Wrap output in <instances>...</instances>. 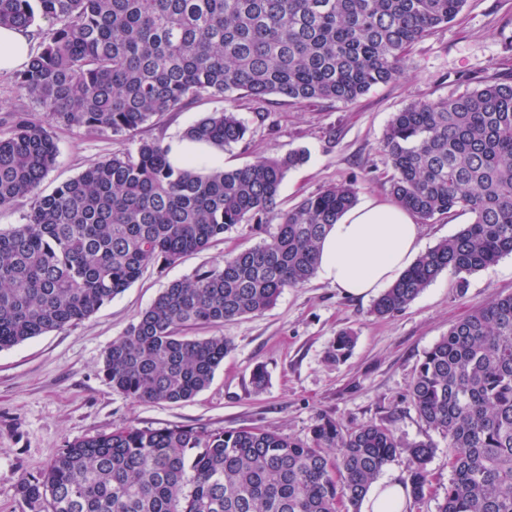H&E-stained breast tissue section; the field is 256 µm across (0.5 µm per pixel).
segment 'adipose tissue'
<instances>
[{
    "mask_svg": "<svg viewBox=\"0 0 512 512\" xmlns=\"http://www.w3.org/2000/svg\"><path fill=\"white\" fill-rule=\"evenodd\" d=\"M31 60L28 31L0 27V73ZM423 248L417 217L391 199L367 198L344 212L321 243L318 273L344 295L367 298L390 288ZM408 484L391 476L374 482L360 512H407Z\"/></svg>",
    "mask_w": 512,
    "mask_h": 512,
    "instance_id": "obj_1",
    "label": "adipose tissue"
}]
</instances>
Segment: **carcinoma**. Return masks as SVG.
Listing matches in <instances>:
<instances>
[{
    "label": "carcinoma",
    "instance_id": "cac0c4a2",
    "mask_svg": "<svg viewBox=\"0 0 512 512\" xmlns=\"http://www.w3.org/2000/svg\"><path fill=\"white\" fill-rule=\"evenodd\" d=\"M466 0H0V26L48 22L15 89L41 112L9 114L0 131V207L28 199L27 221L0 231V350L74 325L150 266L199 252L237 224H266L286 173L306 151L234 169L176 167L159 138L94 161L49 194L54 129L136 132L201 95L257 102H353L397 81L406 54L455 21ZM237 113L214 112L185 136L228 148L245 139ZM390 194L427 224L454 209L474 220L421 253L372 305L402 311L442 273L467 276L512 255V83L410 104L381 142ZM356 203L329 185L279 215L268 242L171 282L105 351L112 390L139 402H187L231 350L189 337L197 325L257 316L317 272L328 225ZM356 344L336 334L327 359ZM408 397L448 448L438 512H512V295L452 324L424 352ZM435 444L392 425L354 429L323 418L306 441L246 428L133 425L67 440L17 487L29 512H359L383 468L407 460L412 498L431 485Z\"/></svg>",
    "mask_w": 512,
    "mask_h": 512
}]
</instances>
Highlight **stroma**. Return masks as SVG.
Segmentation results:
<instances>
[{"instance_id": "stroma-1", "label": "stroma", "mask_w": 512, "mask_h": 512, "mask_svg": "<svg viewBox=\"0 0 512 512\" xmlns=\"http://www.w3.org/2000/svg\"><path fill=\"white\" fill-rule=\"evenodd\" d=\"M402 69L397 82L377 85L351 103H293L279 96L255 103L203 95L134 134L58 128L56 162L40 190L52 192L93 161L135 153L140 140L173 139L209 113L230 109L248 133L225 151V168L296 148L309 154L303 166L287 173L278 210L339 183L353 184L361 197H388L393 170L380 143L395 112L491 81L512 82V0H467L454 22L406 55ZM276 227L273 220L236 225L203 251L164 269L148 268L77 325L0 351V512H21L20 480L38 475L68 440L130 424L207 431L256 427L304 440L324 417L348 428L389 422L403 440L432 439L431 493L411 501L408 512H436L450 477L448 450L442 437L429 435L419 420L408 398L409 385L424 352L447 335L451 324L495 297L512 294V256L469 276L463 290L453 276L440 275L389 319L372 314V299L345 297L316 277L285 289L262 315L195 327L194 336H226L232 349L209 387L188 402H135L104 379L105 350L164 288L269 240ZM343 329L356 334L355 347L344 361L329 362L328 348ZM259 365L268 381L258 392L251 373Z\"/></svg>"}]
</instances>
